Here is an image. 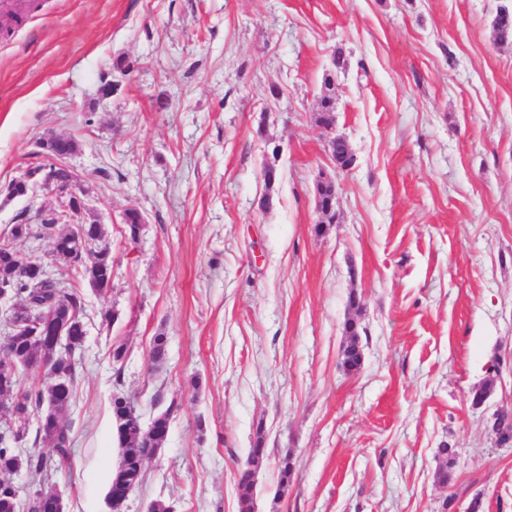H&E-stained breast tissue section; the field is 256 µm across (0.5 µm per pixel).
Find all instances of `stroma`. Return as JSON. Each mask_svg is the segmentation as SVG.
Segmentation results:
<instances>
[{
    "instance_id": "1",
    "label": "stroma",
    "mask_w": 512,
    "mask_h": 512,
    "mask_svg": "<svg viewBox=\"0 0 512 512\" xmlns=\"http://www.w3.org/2000/svg\"><path fill=\"white\" fill-rule=\"evenodd\" d=\"M39 4L0 38V189L44 138L78 141L66 163L113 275L100 295L54 260L40 213L55 195L0 192V235L30 225L17 249L87 310L71 464L13 482L58 488L65 512H108L117 343L142 425L180 404L125 512H238L236 462L259 427L255 512H442L449 496L453 512L477 496L512 512V444L491 430L512 406V41L493 30L512 0ZM336 57L333 132L355 157L340 172L317 123ZM325 175L336 221L319 233ZM130 210L144 217L134 244ZM352 291L368 330L355 375L341 366Z\"/></svg>"
}]
</instances>
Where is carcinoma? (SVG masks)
<instances>
[{
	"label": "carcinoma",
	"instance_id": "carcinoma-1",
	"mask_svg": "<svg viewBox=\"0 0 512 512\" xmlns=\"http://www.w3.org/2000/svg\"><path fill=\"white\" fill-rule=\"evenodd\" d=\"M495 34L500 41L512 39V10L502 7L496 17ZM340 67V58L333 60V70L324 78V89L320 98L318 123L328 129L333 126V113L336 110V94L333 78L336 68ZM328 151L336 162L346 164L350 161V149L342 137L332 136L327 141ZM42 154L63 158L74 153L77 143L64 137H51L41 144ZM315 205L318 206V224L336 223V187L333 181L320 180L316 184ZM140 212L130 210L124 218L125 236L135 241L141 230ZM28 224L11 226L5 240L0 241V283H8L19 298L17 316L22 319L35 317L50 323L55 318H66L70 322L68 345L64 352L51 343L46 336L33 341L27 336H14L5 347L9 363L0 362V367L8 365L15 369L13 378H0V404L7 402L11 406L10 421L0 428V512H17L18 503L10 498L11 490L6 477L21 469L41 472L50 464H67L72 456V437L67 422L68 410L76 393L79 372L80 351L86 337L85 300L75 288H66L55 278L25 273L19 269L13 259L16 250L14 242L30 235ZM43 231L52 239V253L59 263L74 271L86 280L91 287L107 285L112 280V253L106 247L98 249L93 245L104 236L102 225L97 222L83 224L76 231L60 230L55 226L43 225ZM348 308L353 311L343 323L345 344L342 353V367L348 374H356L362 367L360 346V298L354 291L347 299ZM39 366L45 370L46 386H25L23 372L30 367ZM63 375L68 381L67 390L59 397L55 412L39 417L35 429L34 443H43L44 447L34 448L26 454L18 450V441L29 435L30 415L42 400L54 392L57 375ZM128 410L120 400L112 401V418L115 436L119 448V463L114 471L106 497L112 496V490L121 484L138 485L141 482L144 459L149 449L159 447V442L130 427V422L122 421ZM492 429L500 444L512 443V408L503 409L496 414ZM264 437L262 427H257L255 440L247 458L239 462L237 476V496L239 512H254L253 469L250 463L263 461ZM455 462V450L448 446L439 449V466L436 472L440 484H448L450 471ZM295 460L286 453L279 461L278 492L284 493L292 480Z\"/></svg>",
	"mask_w": 512,
	"mask_h": 512
}]
</instances>
